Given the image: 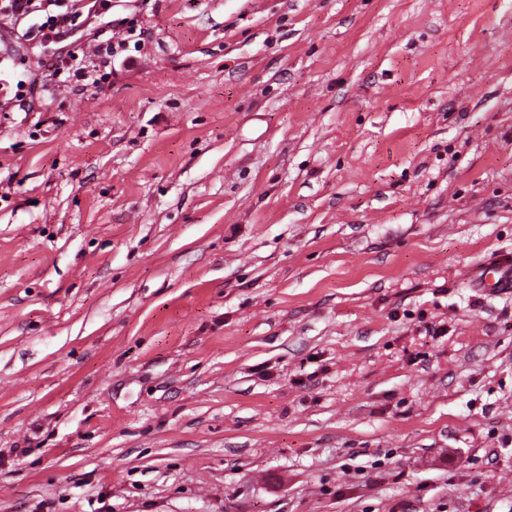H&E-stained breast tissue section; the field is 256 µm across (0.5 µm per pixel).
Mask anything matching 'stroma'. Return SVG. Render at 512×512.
Returning a JSON list of instances; mask_svg holds the SVG:
<instances>
[{
	"label": "stroma",
	"mask_w": 512,
	"mask_h": 512,
	"mask_svg": "<svg viewBox=\"0 0 512 512\" xmlns=\"http://www.w3.org/2000/svg\"><path fill=\"white\" fill-rule=\"evenodd\" d=\"M112 18L0 103V512H512V0ZM490 276L492 277L489 278ZM467 280L475 282L481 288H489L494 292H511L512 260L510 257L496 259L470 269L467 274Z\"/></svg>",
	"instance_id": "obj_1"
}]
</instances>
